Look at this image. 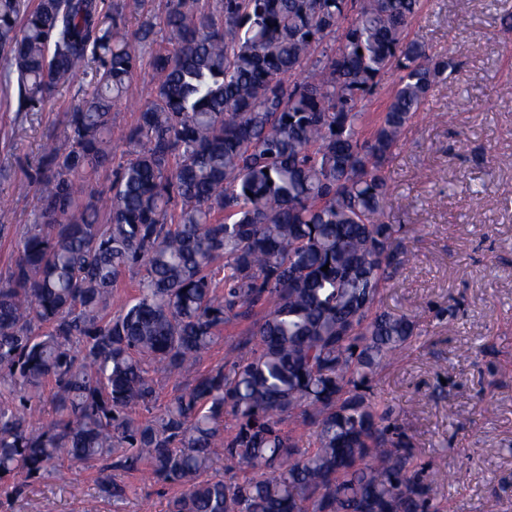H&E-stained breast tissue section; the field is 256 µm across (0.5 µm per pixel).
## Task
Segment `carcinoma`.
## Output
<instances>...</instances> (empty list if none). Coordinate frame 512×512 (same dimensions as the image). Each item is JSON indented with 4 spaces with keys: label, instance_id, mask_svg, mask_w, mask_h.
<instances>
[{
    "label": "carcinoma",
    "instance_id": "carcinoma-1",
    "mask_svg": "<svg viewBox=\"0 0 512 512\" xmlns=\"http://www.w3.org/2000/svg\"><path fill=\"white\" fill-rule=\"evenodd\" d=\"M144 3L0 0L20 109L92 72L69 150L44 148L36 220L0 278V489L68 464L96 469L115 500L130 486L108 470L145 469L181 488L169 512H442L448 472L417 461L373 387L423 337L381 305L417 232L386 221V167L455 69L406 40L421 0H167L153 99L114 166L112 105L154 43V24L118 25ZM132 270L136 295L114 312ZM232 321L250 322V355L154 409L157 372H190ZM48 387L56 416L36 428ZM220 459L239 474L207 477ZM396 80L397 75L395 72H390L382 76L378 95L369 101L366 106L367 112L372 113L374 118L383 112L387 97L395 87Z\"/></svg>",
    "mask_w": 512,
    "mask_h": 512
}]
</instances>
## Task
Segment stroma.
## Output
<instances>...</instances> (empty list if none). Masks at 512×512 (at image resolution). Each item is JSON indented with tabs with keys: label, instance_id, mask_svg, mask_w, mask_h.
Masks as SVG:
<instances>
[{
	"label": "stroma",
	"instance_id": "1",
	"mask_svg": "<svg viewBox=\"0 0 512 512\" xmlns=\"http://www.w3.org/2000/svg\"><path fill=\"white\" fill-rule=\"evenodd\" d=\"M408 37L458 62L408 123L387 165L392 224L419 226L404 239V264L383 292L384 307L413 317L426 334L376 376L416 454L448 472L445 512H512V0H422ZM150 61L112 108V151L152 99ZM80 77L41 111L22 112L0 93V276L35 218L30 176L46 142L68 149L66 114L81 104ZM430 172L432 180L421 179ZM131 491L121 506L96 472L64 467L0 494V512H167L180 489L116 472Z\"/></svg>",
	"mask_w": 512,
	"mask_h": 512
}]
</instances>
